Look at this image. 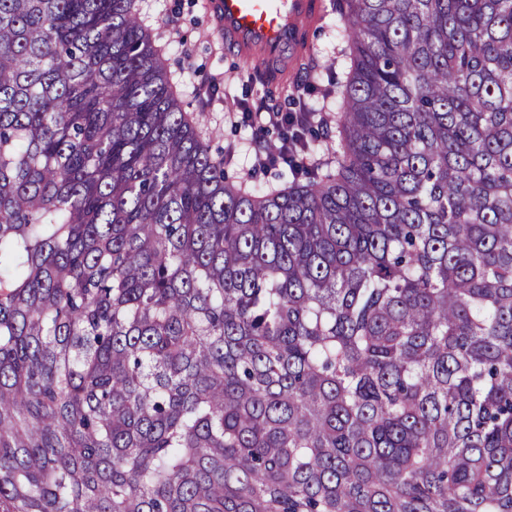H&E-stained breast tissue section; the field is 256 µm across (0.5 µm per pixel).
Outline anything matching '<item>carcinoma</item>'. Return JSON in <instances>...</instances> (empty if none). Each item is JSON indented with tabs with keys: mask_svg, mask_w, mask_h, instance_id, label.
I'll return each instance as SVG.
<instances>
[{
	"mask_svg": "<svg viewBox=\"0 0 512 512\" xmlns=\"http://www.w3.org/2000/svg\"><path fill=\"white\" fill-rule=\"evenodd\" d=\"M332 10L267 188L138 0H0V512H512V0Z\"/></svg>",
	"mask_w": 512,
	"mask_h": 512,
	"instance_id": "obj_1",
	"label": "carcinoma"
}]
</instances>
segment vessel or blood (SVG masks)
Masks as SVG:
<instances>
[{
	"instance_id": "1",
	"label": "vessel or blood",
	"mask_w": 512,
	"mask_h": 512,
	"mask_svg": "<svg viewBox=\"0 0 512 512\" xmlns=\"http://www.w3.org/2000/svg\"><path fill=\"white\" fill-rule=\"evenodd\" d=\"M228 48L244 61L285 63L308 48L320 0H211Z\"/></svg>"
}]
</instances>
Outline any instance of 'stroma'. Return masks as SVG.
Here are the masks:
<instances>
[{"label": "stroma", "instance_id": "obj_1", "mask_svg": "<svg viewBox=\"0 0 512 512\" xmlns=\"http://www.w3.org/2000/svg\"><path fill=\"white\" fill-rule=\"evenodd\" d=\"M310 32L309 50L320 63L304 96L328 127L336 125L341 83L348 65L331 0ZM143 23L163 48V60L186 111L215 157L231 156L228 170L239 177L253 172L259 135L275 142V126L250 125L232 115L237 104L256 107L267 88L247 79L248 64L230 51L207 0H139Z\"/></svg>", "mask_w": 512, "mask_h": 512}]
</instances>
